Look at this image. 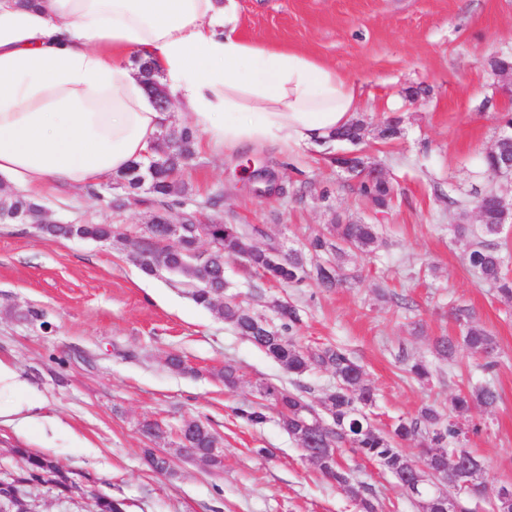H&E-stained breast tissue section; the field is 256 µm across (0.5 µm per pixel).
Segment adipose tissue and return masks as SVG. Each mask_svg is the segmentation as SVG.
Returning a JSON list of instances; mask_svg holds the SVG:
<instances>
[{
	"label": "adipose tissue",
	"instance_id": "ef3b65f1",
	"mask_svg": "<svg viewBox=\"0 0 512 512\" xmlns=\"http://www.w3.org/2000/svg\"><path fill=\"white\" fill-rule=\"evenodd\" d=\"M237 25V0H0V182L33 199L84 192L146 160L167 115L128 68L133 54L210 144L331 143L356 84Z\"/></svg>",
	"mask_w": 512,
	"mask_h": 512
}]
</instances>
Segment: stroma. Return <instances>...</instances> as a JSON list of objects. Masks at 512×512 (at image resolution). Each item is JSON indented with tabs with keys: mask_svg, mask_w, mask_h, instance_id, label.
I'll use <instances>...</instances> for the list:
<instances>
[{
	"mask_svg": "<svg viewBox=\"0 0 512 512\" xmlns=\"http://www.w3.org/2000/svg\"><path fill=\"white\" fill-rule=\"evenodd\" d=\"M239 35L285 45L334 67L358 83V146L323 149L247 146L220 152L198 138L180 173L190 200L171 210L178 221L258 227V246L299 248L336 222L382 227L372 252H350L347 272L359 281L330 290L304 283L259 281L235 256L224 260L234 291L252 296L256 313L276 321L274 301L295 305L294 334L304 345L338 344L362 365L376 394L377 423L410 417L432 404L447 409L461 389L488 382L499 394L491 412L472 410L466 446L486 465L482 499L471 512H489L501 483L512 479V301L483 284L466 260L468 242L449 198L474 201L495 188L512 198V179L482 165L512 114V94L490 74V57L512 51V0H238ZM422 88L418 98L408 92ZM396 121L398 138L378 135ZM358 149L394 186L386 207L358 191V181L333 162ZM220 194L219 210L201 208ZM58 224H115L121 239L48 238L35 225L0 222V360L29 388L0 391V410L36 405L24 428L0 424V474L23 466L19 449L44 454L82 476L83 493L67 500L38 487L39 512H93L96 495L125 500L127 512H355L285 433L276 414L250 426L233 409L258 398L262 381L292 378L223 320L197 305L180 278L144 273L129 259L147 236L146 207L117 211L55 191L39 200ZM473 311L495 336L498 365L487 371L467 349L453 361L432 352L433 337L461 333L452 310ZM178 354L188 370H169ZM236 363L241 386L225 391L214 373ZM427 361L429 380L412 379L405 363ZM202 419L218 435L224 466L209 469L179 451L176 431ZM158 423L160 438L143 435ZM167 455L164 475L145 449ZM268 448L272 457L261 456ZM358 481L371 487L380 512H419L375 462L345 453Z\"/></svg>",
	"mask_w": 512,
	"mask_h": 512,
	"instance_id": "35a3bbf8",
	"label": "stroma"
}]
</instances>
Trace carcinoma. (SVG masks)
Segmentation results:
<instances>
[{"label":"carcinoma","mask_w":512,"mask_h":512,"mask_svg":"<svg viewBox=\"0 0 512 512\" xmlns=\"http://www.w3.org/2000/svg\"><path fill=\"white\" fill-rule=\"evenodd\" d=\"M363 129V121L353 120L343 131L336 133V140L356 144L362 139ZM197 138V132L186 126L179 128V139L174 142L168 135H162L147 161L133 164L118 176V182L126 192L125 198L114 201L96 188L90 190L91 197L117 209L131 202L147 204L155 211L184 205L183 198L187 195V189L178 179V173L182 164L193 155ZM507 158L512 159V140L502 136L484 155L483 165L487 171L492 172ZM334 162L337 167L345 168V172L359 179L362 196L377 207L386 205L393 188L388 180L373 179L366 173L370 167L367 157L358 154L344 159L336 157ZM145 185L148 186V196L143 197L141 190ZM475 207L480 209L479 223L455 224L454 233L470 239L467 262L479 279L495 288L498 295L512 299V278L503 272V257L494 241V236L512 222V199L499 193L494 195L488 190L475 201ZM8 212L19 213L20 218L37 225L42 233L50 237L110 240L119 236L110 224L46 223L42 218V207L23 197L10 198ZM206 232L214 245L202 252L204 259L200 269L191 266L193 256L199 252L197 224L191 218L183 221L177 249L162 246L164 228L154 224L149 228L148 236L140 241L129 258L147 274L165 270L181 277L196 304L213 311L217 318L224 320L238 335L274 359L288 374L300 377L314 367H323L336 378V386L325 393L317 406L304 395L300 384L296 383L290 389L271 381H262L257 385L260 400L242 403L234 408V415L254 426L264 423L268 411L273 409L279 416L282 429L297 447L326 449L323 457L313 461V464L324 476L336 481V485L353 502L356 512L378 510L373 499L365 494L366 486L355 480L352 470L340 462L344 452L377 462L400 485L412 477L416 470L425 467L442 484L445 498L454 501L456 512H470L463 505V500L475 499L481 493L471 489L461 491L447 472L446 460L459 456L482 461L480 456L464 445L466 432L458 418L467 415L474 406L486 410L494 408L499 394L492 385H474L457 394L446 413L434 406H424L415 416L401 418L388 428H380L366 413V408L375 403V394L372 387L364 382L362 366L346 349L339 346L300 345L293 336V330L300 322L295 307L288 303H274L281 325L278 328L271 325L265 327L253 308L239 300L238 295L226 294L222 303L217 300V293L228 285L224 277L226 256L241 258L261 278L283 286H296L310 278L319 288H339L357 279V275L344 271L339 262L340 255L346 249L371 252L379 238V225L333 224L328 234L318 233L313 236L306 249L290 248L285 256L279 244L271 243L264 248L256 246L253 239L260 230L254 226L215 222L206 225ZM308 252L316 255L328 252L335 255V258L309 269L306 261ZM200 275L207 279L208 285L198 282ZM454 316L463 326L462 335L435 337L432 341L434 354L442 360L450 361L463 346L484 360V368H494L497 352L495 338L476 324L470 309L458 307ZM215 377L229 392L235 391L243 380L239 367L231 361L225 362ZM417 438L422 439L424 447L428 448L420 461L410 458L399 448L400 443ZM184 439L182 447L193 449L202 466L222 467L220 456L211 452L216 447L217 436L208 424L193 420V427ZM17 453L24 457L25 465L16 472L20 477V485L14 487V490L31 512H37V505L28 492L32 485L54 489L61 481L69 480L71 495L81 493L80 485L71 475L61 480L48 476L42 465L43 456L29 454L21 448L17 449Z\"/></svg>","instance_id":"obj_1"}]
</instances>
